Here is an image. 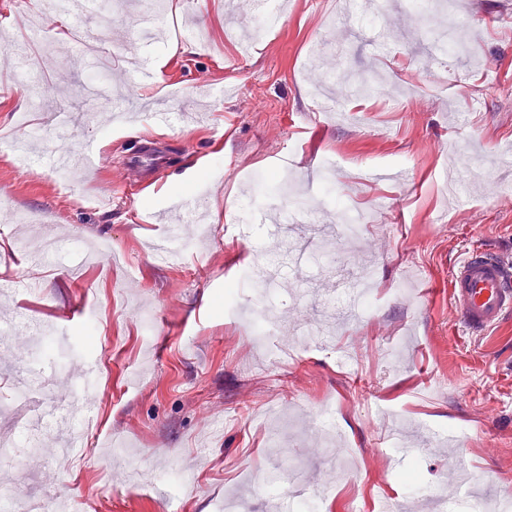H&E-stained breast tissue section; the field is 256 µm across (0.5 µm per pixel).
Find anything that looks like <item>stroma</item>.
<instances>
[{
	"mask_svg": "<svg viewBox=\"0 0 512 512\" xmlns=\"http://www.w3.org/2000/svg\"><path fill=\"white\" fill-rule=\"evenodd\" d=\"M377 27L345 18L343 0H282L253 18L247 0H139L99 24L96 47L60 38L32 0H0V136L41 132V151L0 161V435L20 399L67 395L87 360L97 389L84 445L58 449V428L13 437L0 485L27 483L76 512H173L168 476L197 475L182 512H277L244 478L289 462L317 488L323 512H371L397 497L414 512L431 491L470 512L448 464L458 437L474 476L512 497V316L480 336L458 330L450 274L462 249L487 246L512 264V0H445L426 28L409 0H376ZM158 13L160 38L138 39V16ZM142 42L143 55L128 52ZM178 54H169L170 43ZM154 82L131 81L140 62ZM337 75L324 117L312 83ZM384 80L361 95L359 82ZM174 106L172 122L155 114ZM77 112L66 132L51 110ZM166 149L152 186L137 189L124 160L136 141ZM98 149L94 175L62 183L51 158L78 143ZM394 170L377 180L376 170ZM208 186L203 235L153 260L181 198ZM331 191L315 213L369 211L363 248L336 261L371 270L375 312L337 329L338 344L276 358L298 328L319 323L315 298L333 292L314 270L310 302L224 289L246 257L283 256L286 238L261 215ZM61 250L40 262L44 230ZM279 315L267 339L248 324L263 303ZM48 332L41 352L34 331ZM399 350L387 361L385 348ZM418 431L421 453L388 464V424ZM346 465L325 483L328 466Z\"/></svg>",
	"mask_w": 512,
	"mask_h": 512,
	"instance_id": "stroma-1",
	"label": "stroma"
}]
</instances>
